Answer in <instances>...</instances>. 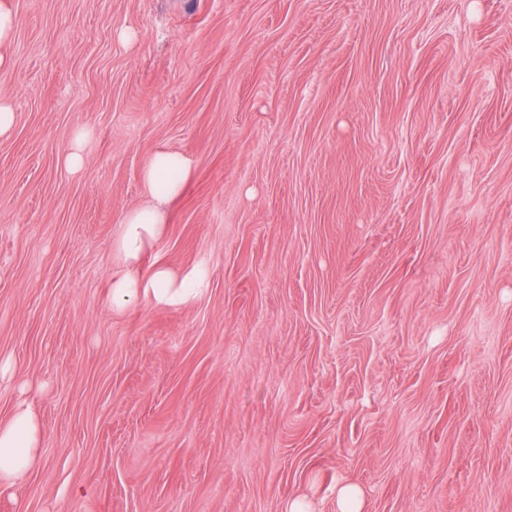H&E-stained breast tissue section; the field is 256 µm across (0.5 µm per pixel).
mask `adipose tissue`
Instances as JSON below:
<instances>
[{"label": "adipose tissue", "mask_w": 512, "mask_h": 512, "mask_svg": "<svg viewBox=\"0 0 512 512\" xmlns=\"http://www.w3.org/2000/svg\"><path fill=\"white\" fill-rule=\"evenodd\" d=\"M189 176L187 161L165 149L157 150L143 169L142 183L154 203L129 210L123 217V229L115 241L122 268L109 279L113 306L121 308L141 297L157 305L180 304L198 293L199 272L180 277L159 262L147 270L142 267L165 230L160 202L178 196ZM41 437L40 421L26 403H19L10 419L0 423V491L20 486L36 466Z\"/></svg>", "instance_id": "obj_1"}]
</instances>
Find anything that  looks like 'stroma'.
Returning <instances> with one entry per match:
<instances>
[{
    "mask_svg": "<svg viewBox=\"0 0 512 512\" xmlns=\"http://www.w3.org/2000/svg\"><path fill=\"white\" fill-rule=\"evenodd\" d=\"M5 2L0 512H512V0ZM159 149L144 263L207 284L118 310ZM94 137V131L87 127H80L73 131L69 149L60 160L69 173L78 174L83 170L86 153ZM189 176L190 167L181 155L159 149L143 169L142 183L150 197L162 202L178 196ZM41 437L40 421L24 402L15 407L8 421L0 423V491L20 486L36 466ZM338 512H362L364 507L363 493L359 486L347 484L337 493Z\"/></svg>",
    "mask_w": 512,
    "mask_h": 512,
    "instance_id": "obj_1",
    "label": "stroma"
}]
</instances>
